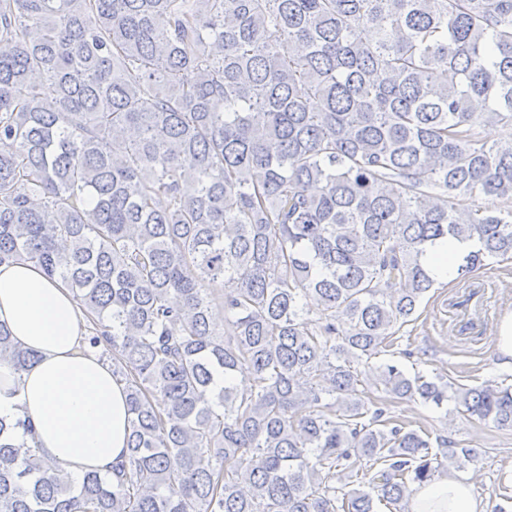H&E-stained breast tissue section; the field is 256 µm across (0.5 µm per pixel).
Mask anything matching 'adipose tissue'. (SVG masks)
<instances>
[{
	"instance_id": "ef3b65f1",
	"label": "adipose tissue",
	"mask_w": 512,
	"mask_h": 512,
	"mask_svg": "<svg viewBox=\"0 0 512 512\" xmlns=\"http://www.w3.org/2000/svg\"><path fill=\"white\" fill-rule=\"evenodd\" d=\"M468 248L438 241L426 257L434 278L451 281ZM0 325L36 355L20 373L0 365V417L31 421L27 444L58 469L111 474L128 453L127 397L99 351L81 349L86 322L75 293L31 262L2 264ZM409 510L481 512L470 487L448 477L419 487Z\"/></svg>"
}]
</instances>
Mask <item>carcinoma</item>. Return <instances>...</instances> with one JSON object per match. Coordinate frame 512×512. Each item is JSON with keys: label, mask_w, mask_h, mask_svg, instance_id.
Returning a JSON list of instances; mask_svg holds the SVG:
<instances>
[{"label": "carcinoma", "mask_w": 512, "mask_h": 512, "mask_svg": "<svg viewBox=\"0 0 512 512\" xmlns=\"http://www.w3.org/2000/svg\"><path fill=\"white\" fill-rule=\"evenodd\" d=\"M487 125L512 0H0V264L72 288L130 423L115 483L1 417L0 512H374L475 455L375 389L512 428V385L370 365L437 241L474 242L459 281L512 256ZM34 362L0 326V364Z\"/></svg>", "instance_id": "obj_1"}]
</instances>
